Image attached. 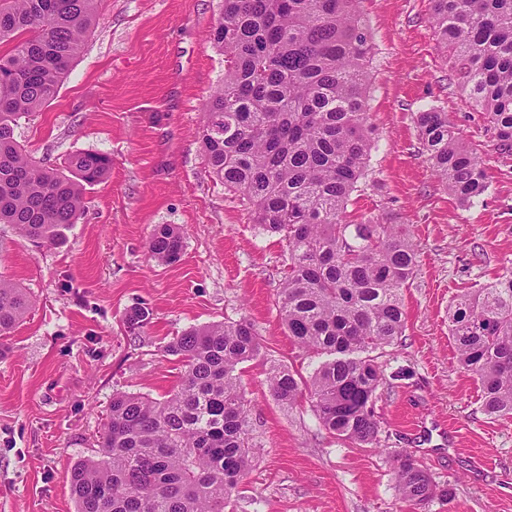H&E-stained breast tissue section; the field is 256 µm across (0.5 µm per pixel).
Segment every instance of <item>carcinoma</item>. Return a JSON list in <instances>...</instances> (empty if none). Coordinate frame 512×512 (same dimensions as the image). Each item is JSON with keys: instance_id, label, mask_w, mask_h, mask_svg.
Returning a JSON list of instances; mask_svg holds the SVG:
<instances>
[{"instance_id": "cac0c4a2", "label": "carcinoma", "mask_w": 512, "mask_h": 512, "mask_svg": "<svg viewBox=\"0 0 512 512\" xmlns=\"http://www.w3.org/2000/svg\"><path fill=\"white\" fill-rule=\"evenodd\" d=\"M100 0H0V224L54 244L103 179L100 153L48 167L18 142L19 121L57 95L96 19ZM432 22L452 69L485 112L499 154L512 155V0H432ZM224 52V82L205 102L202 147L212 173L239 192L254 223L286 242L279 312L295 343L325 355L309 379L275 368L270 392L295 405L309 396L321 425L360 446L379 442L373 397L384 374L372 353L398 342L401 289L417 271L405 224L343 222L373 147L367 124L372 37L358 0H224L209 30ZM417 127L432 171L460 204L488 190L487 174L448 113L430 108ZM148 252L177 262L183 238L153 229ZM31 305L0 279V336ZM449 329L482 410L512 418V272L452 303ZM251 323L192 328L165 352L183 373L164 400L112 395L96 455L70 471L77 512H224L253 457L238 365L260 354ZM396 490L412 512L451 491L409 454L393 451Z\"/></svg>"}]
</instances>
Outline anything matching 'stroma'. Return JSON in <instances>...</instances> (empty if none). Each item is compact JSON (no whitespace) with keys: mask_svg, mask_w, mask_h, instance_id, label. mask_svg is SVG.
Instances as JSON below:
<instances>
[{"mask_svg":"<svg viewBox=\"0 0 512 512\" xmlns=\"http://www.w3.org/2000/svg\"><path fill=\"white\" fill-rule=\"evenodd\" d=\"M223 9L224 0H101L55 100L16 130L46 165L98 152L112 167L86 188L59 243L40 246L0 224V277L32 301L0 340V512H76L70 471L96 450L113 394L163 399L181 371L165 345L189 328L239 319L262 346L239 367L256 448L224 512H405L396 450L452 492L423 512H512V419L483 413L480 386L448 333L456 296L512 272V156L496 152L484 113L452 71L431 0L360 3L373 42L375 143L347 215L408 225L419 245L418 273L402 289L405 332L379 358L372 446L334 438L309 399L288 407L269 392L272 367L306 378L319 360L281 320L285 242L254 224L201 149L204 103L224 79V56L208 38ZM432 107L447 112L488 174L472 207L427 161L416 115ZM159 224L183 236L175 264L147 251ZM136 307L150 318L133 334L126 316Z\"/></svg>","mask_w":512,"mask_h":512,"instance_id":"1","label":"stroma"}]
</instances>
